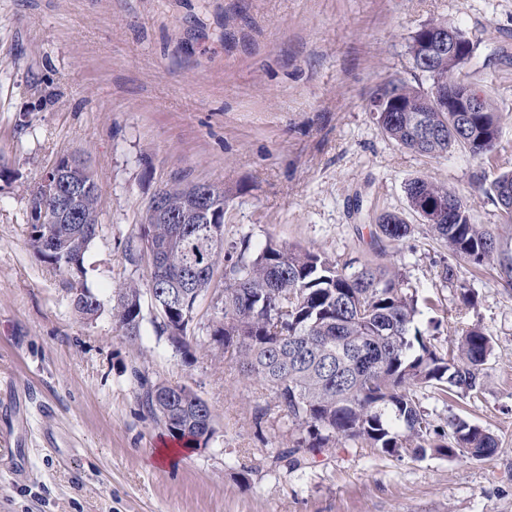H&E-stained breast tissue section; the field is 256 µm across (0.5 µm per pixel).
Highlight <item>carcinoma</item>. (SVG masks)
I'll list each match as a JSON object with an SVG mask.
<instances>
[{
	"label": "carcinoma",
	"instance_id": "cac0c4a2",
	"mask_svg": "<svg viewBox=\"0 0 512 512\" xmlns=\"http://www.w3.org/2000/svg\"><path fill=\"white\" fill-rule=\"evenodd\" d=\"M398 97L410 112H379L374 120L383 134L400 146L428 157H441L455 147L477 160L497 153L500 115L489 101L483 112H447L445 95L423 86L393 82ZM63 180L86 184L72 212L52 214L45 231L57 240L43 250L34 237L37 225L28 223L29 242L36 255L59 272L79 271L91 241L78 235L83 227L99 224L100 187L90 166L65 170ZM512 190V171L497 176L489 193L512 223V200L501 202L503 190ZM162 205L146 209L138 240L127 245L129 260L138 262L144 244L161 249L162 264L144 283L129 280L113 291L112 319L132 345L141 340L144 318L142 296L172 290L188 265L215 266L229 262L220 306L207 332L224 349V359L239 373L259 382L273 395L274 407L292 425L305 432L296 451L331 448L336 440H366L383 454L414 456L438 452L450 457L479 459L498 447L493 434L462 418L449 421L440 433L416 402L415 388L431 387L437 394L476 397L481 390L482 366L490 357L491 338L480 327L461 334L450 353L424 336L417 325V297L402 288L401 275L383 264H364L348 271L325 255L290 249L273 241L259 253L246 256L248 240L224 249V186L176 177L158 189ZM405 193L410 209L418 214L433 204L441 208L430 231L448 244L466 264L479 268L497 264L500 276L512 287V253L500 248L497 238L470 221L466 204L457 192L418 178ZM380 236L399 242L411 226L396 214L379 217ZM213 280L197 277L185 289L184 303L170 320H154L164 336L184 355L198 337L189 334L198 302ZM288 314L276 315L281 299ZM96 294L85 288L73 295L75 309L91 319L97 312ZM133 378L141 388L140 404L150 417L184 448L208 445L213 429L212 411L194 391L183 385L162 383L158 393L146 387L139 371Z\"/></svg>",
	"mask_w": 512,
	"mask_h": 512
}]
</instances>
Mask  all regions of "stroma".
<instances>
[{"label": "stroma", "instance_id": "1", "mask_svg": "<svg viewBox=\"0 0 512 512\" xmlns=\"http://www.w3.org/2000/svg\"><path fill=\"white\" fill-rule=\"evenodd\" d=\"M437 21L471 40L463 76L501 115L491 159L405 149L369 110L388 80L430 86L409 41ZM73 152L101 188L82 276L41 262L26 224L35 181ZM0 167L13 173L0 180V512H512V288L458 259L405 194L417 178L455 190L472 223L512 249V223L486 192L512 170V0H0ZM180 175L223 185L225 243L249 238L254 255L271 239L395 267L446 349L482 327L493 352L479 397L422 387L416 398L440 429L458 416L493 433L495 454L389 456L341 439L299 467L276 463L299 432L205 342L210 294L190 355L157 336L149 312L130 346L112 290L146 280L126 245L153 193ZM386 212L412 232L379 254L371 234ZM81 285L102 302L95 319L74 308ZM136 370L207 402L208 447L153 462L170 438L142 411Z\"/></svg>", "mask_w": 512, "mask_h": 512}]
</instances>
